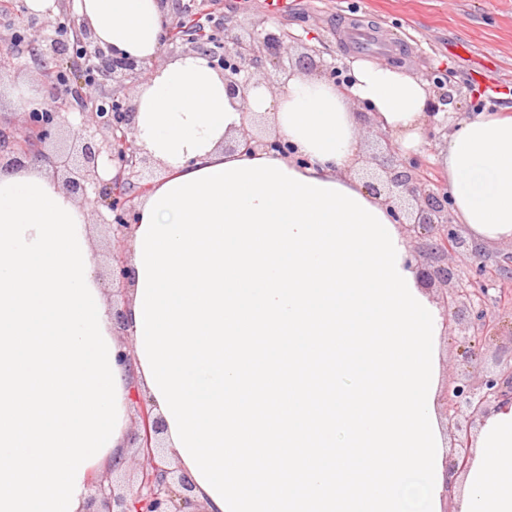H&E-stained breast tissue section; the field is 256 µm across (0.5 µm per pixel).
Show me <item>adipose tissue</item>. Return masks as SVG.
I'll list each match as a JSON object with an SVG mask.
<instances>
[{
  "label": "adipose tissue",
  "instance_id": "ef3b65f1",
  "mask_svg": "<svg viewBox=\"0 0 512 512\" xmlns=\"http://www.w3.org/2000/svg\"><path fill=\"white\" fill-rule=\"evenodd\" d=\"M75 2L101 47L150 63L133 132L163 175L128 230L118 327L88 208L44 168L0 173V512H83L93 474L127 462L138 396L205 512H512V403L451 474L445 316L388 204L347 175L364 123L422 150L425 84L358 60L346 93L292 73L240 98L199 53L154 65L162 0ZM253 117L290 153L225 150ZM442 163L471 238L512 243V115L461 120Z\"/></svg>",
  "mask_w": 512,
  "mask_h": 512
}]
</instances>
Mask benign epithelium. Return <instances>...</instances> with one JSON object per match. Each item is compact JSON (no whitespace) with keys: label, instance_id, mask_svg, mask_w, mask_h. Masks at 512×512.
Instances as JSON below:
<instances>
[{"label":"benign epithelium","instance_id":"benign-epithelium-1","mask_svg":"<svg viewBox=\"0 0 512 512\" xmlns=\"http://www.w3.org/2000/svg\"><path fill=\"white\" fill-rule=\"evenodd\" d=\"M171 7L177 21L167 30L165 42L179 41L190 45L193 50L206 53L214 66L224 70L230 94L245 92L265 63L282 67L280 56L272 55L265 59L262 50L281 48L292 36L261 37L251 33L230 44L221 41L216 47L192 34H184L177 39L174 33L183 22L182 7L178 0ZM17 17L21 19L19 30L30 36L42 71L56 66L67 67L66 41L46 34L49 16L30 13L21 0ZM67 19L69 30L81 45L83 64L79 71L93 68L96 75L74 81L50 82L55 94L45 103L43 111L26 113V124L39 128L40 142H45L61 125L62 113L58 109L70 99L79 107L80 113L95 116L102 137L92 142L77 134L66 152L48 153L40 146L31 152H23L17 146V134L0 129V154L16 155L9 165L12 170L23 167L19 155H32L46 163L54 173L62 174L66 190L79 196L92 212L97 213L100 207H107L112 213V258L116 259L120 254L124 228L128 226L127 217L133 210L132 202L147 193L153 183L143 173L146 157L141 155L132 136L133 108L125 100L115 98L112 103L119 107V111L102 112L99 99L88 96L86 90L129 74L144 75L149 68L142 63L113 58L96 43L91 29L79 17L71 14ZM236 146L247 153L257 149L288 151V144L280 139L258 138L248 130L242 132ZM385 149L389 159L380 165L376 181L367 187L377 194L387 190V198L393 202L394 215L400 223L403 222L406 199H424V207L418 210L414 222L408 223L413 232L429 238L427 252L417 263V274L423 283L430 284L435 280L453 283L451 293L443 295L439 304L444 308L448 321L463 332V354L472 355L474 345L493 337L497 329L496 316L488 310L487 301L490 291H502L506 283L512 282V256L508 255L494 265L488 264L483 259L481 247L463 236L458 225L451 222L448 191L421 174L423 161L420 157L403 156L388 139L385 140ZM105 163L112 165L113 170L112 178L107 181L99 173ZM457 255L471 258L467 270H454L448 266V259ZM508 402H512V357L498 361V369L485 373L477 382L468 377L452 379L450 386L438 395V408L455 433L451 469L462 472L469 467L472 436L468 425L490 409ZM140 408L138 441L144 465L138 488L127 497L119 496L111 484L101 480L93 485L94 494L88 498L85 512H195L190 496L193 490L191 480L156 460L155 436L163 431L160 418L151 416L146 405L142 404Z\"/></svg>","mask_w":512,"mask_h":512}]
</instances>
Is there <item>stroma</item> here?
<instances>
[{"mask_svg":"<svg viewBox=\"0 0 512 512\" xmlns=\"http://www.w3.org/2000/svg\"><path fill=\"white\" fill-rule=\"evenodd\" d=\"M202 5L224 42L258 31L294 35L284 68L263 70L260 77L272 91H282L287 73L305 70L313 77L327 76L331 66L356 60L344 31L343 15L354 16L376 27L389 44L388 62L426 83L431 102H438L446 84L462 89L454 107L459 116L473 111L485 89L497 90L489 112L512 107V0H288L285 13L270 14L263 0H181ZM28 89L48 101L52 89L36 66L0 70V128L22 130L23 114L13 100L19 89ZM100 276L106 283L107 305L123 310L126 292L110 288L112 237L106 224L93 223ZM498 331L490 344L480 348L473 361H463L459 339L441 337L440 377L458 373L478 378L496 360L512 356V308L496 310Z\"/></svg>","mask_w":512,"mask_h":512,"instance_id":"35a3bbf8","label":"stroma"}]
</instances>
